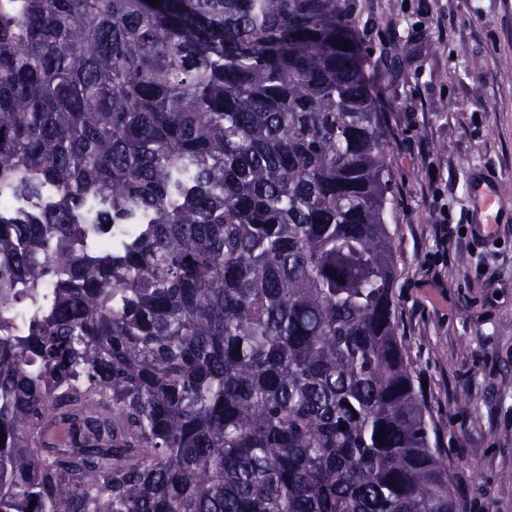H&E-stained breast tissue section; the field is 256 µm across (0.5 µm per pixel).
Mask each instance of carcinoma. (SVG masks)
<instances>
[{"label":"carcinoma","instance_id":"carcinoma-1","mask_svg":"<svg viewBox=\"0 0 512 512\" xmlns=\"http://www.w3.org/2000/svg\"><path fill=\"white\" fill-rule=\"evenodd\" d=\"M357 21L0 7V512H462Z\"/></svg>","mask_w":512,"mask_h":512}]
</instances>
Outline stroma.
Masks as SVG:
<instances>
[{"mask_svg": "<svg viewBox=\"0 0 512 512\" xmlns=\"http://www.w3.org/2000/svg\"><path fill=\"white\" fill-rule=\"evenodd\" d=\"M354 5L369 72L382 79L413 369L457 461L465 512H512V0ZM483 182L501 198L489 238L472 191Z\"/></svg>", "mask_w": 512, "mask_h": 512, "instance_id": "1", "label": "stroma"}]
</instances>
